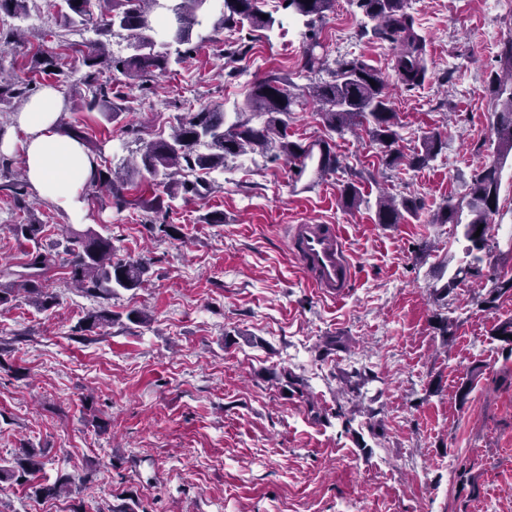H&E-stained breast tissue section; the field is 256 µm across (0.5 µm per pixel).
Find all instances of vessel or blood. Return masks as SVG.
<instances>
[{
  "label": "vessel or blood",
  "mask_w": 512,
  "mask_h": 512,
  "mask_svg": "<svg viewBox=\"0 0 512 512\" xmlns=\"http://www.w3.org/2000/svg\"><path fill=\"white\" fill-rule=\"evenodd\" d=\"M288 241L312 288L340 297L351 287L354 270L339 225L292 224L288 227Z\"/></svg>",
  "instance_id": "vessel-or-blood-1"
}]
</instances>
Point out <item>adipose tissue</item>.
I'll return each mask as SVG.
<instances>
[{"label":"adipose tissue","mask_w":512,"mask_h":512,"mask_svg":"<svg viewBox=\"0 0 512 512\" xmlns=\"http://www.w3.org/2000/svg\"><path fill=\"white\" fill-rule=\"evenodd\" d=\"M63 101L52 86L35 92L0 135V153L18 155L29 189L75 218L87 214L85 183L96 172L98 158L58 127Z\"/></svg>","instance_id":"obj_1"}]
</instances>
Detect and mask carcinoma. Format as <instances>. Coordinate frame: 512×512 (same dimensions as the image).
Here are the masks:
<instances>
[{"label": "carcinoma", "instance_id": "cac0c4a2", "mask_svg": "<svg viewBox=\"0 0 512 512\" xmlns=\"http://www.w3.org/2000/svg\"><path fill=\"white\" fill-rule=\"evenodd\" d=\"M68 12L63 14L65 24L84 23L93 17L91 6L99 10L97 32L101 36L114 34L118 28L127 32L133 40L135 53L125 58H115L106 51V42L96 40L86 44L82 64L86 72L82 82L92 90L90 100L83 105L92 110L96 107L112 120L126 109V97L114 90L112 83L100 81L105 69H112L123 77L129 86L147 88L150 78L167 71L170 62L181 63L191 56L189 47L193 38L204 42L209 36L201 33L207 27L210 15V0H65ZM282 8L292 17L303 21L310 28L333 6L334 0H282ZM264 0H224V13L219 20L220 28L271 29L281 24L274 13L262 9ZM358 9L369 20L375 22L373 31L383 39L397 44L394 57V72L397 81L413 88L421 85L427 73L423 38L415 30L414 17L408 12V0H355ZM167 12L173 24L157 40L158 30L153 25L154 13ZM27 11V0H0V16L18 17ZM186 49H181V46ZM321 43L316 37L308 38L304 45L306 67L310 71L327 72L328 79L307 87L308 95L317 106L323 126L339 136L361 127L368 129L372 140L379 145L381 161L387 167L396 168L405 164L410 168H421L434 160L444 148L441 133L429 131L422 137L420 150L411 155L399 149L401 136L398 132L396 112L393 108L388 83L384 77L363 60L340 58L329 66L323 57L315 53ZM497 97L507 95L502 108L496 112V133L500 154L512 152V70L507 80L496 79ZM33 90L32 83L25 80H6L0 76V103L13 99H27ZM301 95L289 88V83L278 76L269 75L258 81L246 101L236 113V121L226 124V112L216 108L201 107L195 112H185L176 117L169 137L144 140L140 131L132 130L140 148V163L132 169L145 171L153 178L162 177L163 190L150 198L143 196L130 200L126 195L128 175L118 170L99 171L86 187L88 196L98 198L101 189H106L108 199L117 209L135 204L155 213L166 212L171 202L192 193L202 195L208 180L206 175L224 166L235 158L256 147L276 160L284 155L297 161L294 180H300L307 170L315 168L322 176L341 168L337 155L327 142L319 144V153L314 146H303L288 140V127L294 107L300 103ZM0 176L12 179L8 184L13 198L21 209L29 208L23 180L13 173L11 163L0 161ZM500 187V172L497 164L483 167L470 182L464 183L462 199L466 204L448 202L443 208L437 224H461L463 208H468L471 219L464 224V237L469 242L466 256L469 260L459 267L455 277L466 276L483 261L480 252L487 245L486 236L491 229L493 216L498 214L497 200ZM419 210L416 202L404 199L396 203L392 198H382L378 204V220L381 224H398L404 214H415ZM43 230L41 224H16V236L32 243L25 253L22 270L0 268V306L13 301L20 293L40 310H48L57 304V296L50 292L43 281L55 264L52 251L39 243ZM480 236H475V232ZM66 254L69 256V283L89 294L110 298L115 289L132 290L143 283L145 266L133 261H112L114 247L112 239L96 232L83 234L69 232L66 236ZM7 282H1L3 278ZM45 451L42 448H21L10 465L0 464V483L32 482L43 470ZM72 481L61 475L51 485L41 483L34 486V494L56 497L70 491Z\"/></svg>", "mask_w": 512, "mask_h": 512}]
</instances>
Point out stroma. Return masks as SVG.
Returning a JSON list of instances; mask_svg holds the SVG:
<instances>
[{"mask_svg":"<svg viewBox=\"0 0 512 512\" xmlns=\"http://www.w3.org/2000/svg\"><path fill=\"white\" fill-rule=\"evenodd\" d=\"M490 0H409L426 43L424 83L406 88L392 70L393 44L363 33L352 0H335L315 28L328 60L350 54L390 82L401 149L426 132L446 143L419 169L390 170L366 133L326 131L302 98L290 141H327L360 172L365 198L346 208L345 173L291 180L285 160L258 151L210 175V190L176 200L166 217L88 201L77 220L30 197V212L0 189V266H20L29 242L13 227L42 224V245L64 254L65 230L109 237L120 259L143 261L144 281L103 299L51 273L57 304L0 307V456L44 449V478L73 477L60 498L29 485L0 488V512H512V357L494 337L512 319V246L489 238L475 274L453 282L465 260L462 226L432 223L460 200L475 171L501 162L498 210L512 224V154L498 159L497 98L491 80L507 67L502 45L512 17ZM59 0H27L24 39L0 50V68L53 86L59 121L78 127L101 169L123 165L145 139L167 136L189 108L219 106L235 121L254 84L274 74L301 90L317 81L304 66L302 23L257 30L247 39L220 29L186 62L155 78L149 94L127 90L114 120L82 108L73 90L82 50L95 33L66 27ZM245 41L247 53L228 49ZM53 52V73L35 68L33 49ZM420 201L399 224L377 221L379 189ZM224 221L206 224L202 215ZM177 227L169 236L160 223ZM289 224L340 225L356 269L352 288L330 298L312 288L293 257ZM145 308L148 324L129 321ZM111 323L81 330L93 312ZM339 336L346 348L317 358ZM478 377H471L473 368ZM290 370L308 386L299 398L279 382ZM472 382L466 402L457 394Z\"/></svg>","mask_w":512,"mask_h":512,"instance_id":"obj_1","label":"stroma"}]
</instances>
